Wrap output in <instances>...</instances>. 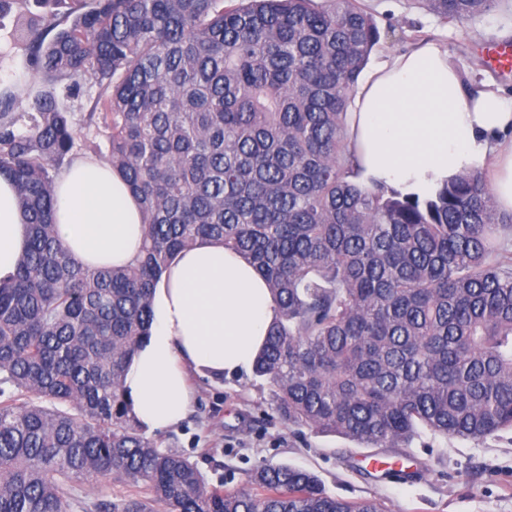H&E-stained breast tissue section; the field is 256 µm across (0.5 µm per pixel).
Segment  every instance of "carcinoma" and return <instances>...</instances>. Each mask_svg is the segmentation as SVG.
I'll return each mask as SVG.
<instances>
[{
	"label": "carcinoma",
	"mask_w": 512,
	"mask_h": 512,
	"mask_svg": "<svg viewBox=\"0 0 512 512\" xmlns=\"http://www.w3.org/2000/svg\"><path fill=\"white\" fill-rule=\"evenodd\" d=\"M506 6L408 3L457 23ZM12 39L34 82L97 85L84 119L110 131L146 233L127 266L77 262L53 224L73 113L50 91L29 112L0 92V176L29 230L0 280V512H388L286 464L209 487L144 435L127 363L161 273L202 239L243 254L279 302L253 372L288 423L376 448L421 427L512 429V215L481 172L426 198L358 183L344 129L381 39L363 0H69ZM106 475L132 493L88 498Z\"/></svg>",
	"instance_id": "1"
}]
</instances>
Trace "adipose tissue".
Here are the masks:
<instances>
[{
    "label": "adipose tissue",
    "mask_w": 512,
    "mask_h": 512,
    "mask_svg": "<svg viewBox=\"0 0 512 512\" xmlns=\"http://www.w3.org/2000/svg\"><path fill=\"white\" fill-rule=\"evenodd\" d=\"M345 138L362 183L422 198L494 164L496 204L512 213V99L490 87L468 90L447 50L436 44L389 56L359 81ZM54 195L57 236L82 265L119 267L139 256L142 215L109 164L74 158L59 174ZM27 246L17 189L0 177V279L15 271ZM150 307V333L124 380L126 400L148 432L185 417L188 369L212 376L249 372L279 315L264 278L213 239L174 257L152 290Z\"/></svg>",
    "instance_id": "ef3b65f1"
}]
</instances>
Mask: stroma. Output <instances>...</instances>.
Here are the masks:
<instances>
[{
  "label": "stroma",
  "instance_id": "obj_1",
  "mask_svg": "<svg viewBox=\"0 0 512 512\" xmlns=\"http://www.w3.org/2000/svg\"><path fill=\"white\" fill-rule=\"evenodd\" d=\"M365 2L382 32L371 64L407 50L400 35L416 30L422 40L447 48L470 85L491 84L512 98V72L495 68L485 54L486 44L512 39L511 12L496 10L462 24L446 23L408 8L407 0ZM17 13L0 14V87L18 97L24 112L37 87L30 79L17 77L18 71L29 68L24 51L9 40ZM54 94L77 118L75 154L108 159L107 130L83 121L97 94L93 81H83L78 96H70L61 85ZM188 379L193 392L191 411L179 424L152 432L151 438L161 448L190 456L207 485L237 488L255 466L285 463L313 471L330 493L343 499H382L389 512H512L511 430L479 442L421 432L411 441L410 458L400 471L382 476L363 464L372 449L282 420L272 408L273 388L266 379L251 372L210 378L193 370Z\"/></svg>",
  "mask_w": 512,
  "mask_h": 512
}]
</instances>
